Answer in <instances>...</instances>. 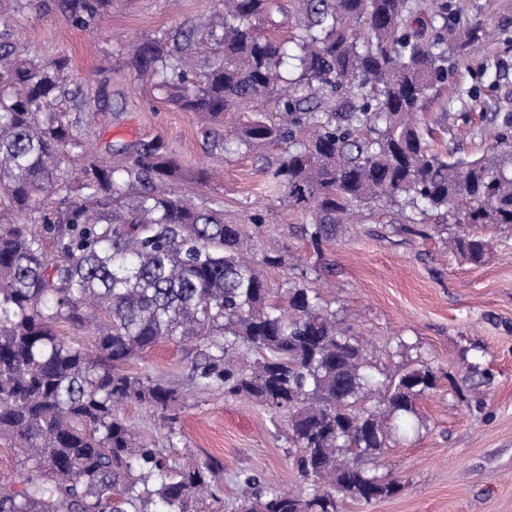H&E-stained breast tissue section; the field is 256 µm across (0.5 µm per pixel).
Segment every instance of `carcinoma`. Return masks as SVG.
I'll return each instance as SVG.
<instances>
[{"instance_id": "carcinoma-1", "label": "carcinoma", "mask_w": 512, "mask_h": 512, "mask_svg": "<svg viewBox=\"0 0 512 512\" xmlns=\"http://www.w3.org/2000/svg\"><path fill=\"white\" fill-rule=\"evenodd\" d=\"M222 4L208 56L143 38L126 57L134 78L199 113L216 148L294 145L270 180L310 217L300 234L314 247L360 207L387 201L401 232L427 238L426 220L451 221L462 227L460 256L486 260L488 241L467 227L512 224V113L490 119L489 148L472 159L433 148L418 121L448 79V52L479 42L483 25L448 43V0ZM57 6L86 28L112 0ZM429 8L441 20L430 31ZM68 66L65 55H20L0 32V197L9 203L0 211V436L23 456L18 487L0 486V512H194L214 465L176 464L139 444L121 416L129 401L161 412L177 404V389L119 369L174 338L206 344L197 384L288 415L307 492L247 474L241 512H337L339 496L398 493L369 461L387 447L390 419L414 414L436 375L386 373L375 387L365 350L315 288L294 283L273 301L264 267L283 255L249 260L219 203L166 191L181 167L162 141L117 165L86 156L79 121L53 109L77 98ZM259 100L267 111L252 110ZM61 322L90 330L93 349L57 336ZM242 347L256 358L234 368Z\"/></svg>"}]
</instances>
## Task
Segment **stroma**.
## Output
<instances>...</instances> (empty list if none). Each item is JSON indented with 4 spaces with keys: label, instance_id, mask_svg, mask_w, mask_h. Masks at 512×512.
<instances>
[{
    "label": "stroma",
    "instance_id": "1",
    "mask_svg": "<svg viewBox=\"0 0 512 512\" xmlns=\"http://www.w3.org/2000/svg\"><path fill=\"white\" fill-rule=\"evenodd\" d=\"M452 24L483 23L490 36L448 58V80L424 115L438 126L442 151L482 154L479 128L492 113L512 112V0H450ZM219 0H114L86 29L71 26L49 0H29L10 23L14 41L42 61L71 59L69 81L98 109L82 113L90 155L118 163L140 144L159 139L184 172L206 169L189 191L221 203L240 224L252 257L282 251L270 269L271 288L304 281L317 287L341 326L362 341L373 375L399 367L428 369L437 387L416 402L384 449L379 473L397 481V495L365 503L343 499L338 512H512V227H474L491 245L488 261L471 265L451 249L456 225L429 238L394 233L380 209L362 210L335 241L314 249L298 228L305 215L272 192L269 177L279 147L246 154L212 149L197 113L159 103L138 84L124 60L129 44L169 34L183 47L206 42L205 23ZM271 223L255 224L258 209ZM197 343L163 341L123 364L133 377L177 385L175 420L138 403L126 419L144 443L163 453L212 461L218 468L202 512H237L240 476L254 473L282 491L302 489L289 439L288 417L261 405L199 387L193 377ZM477 373H470V366Z\"/></svg>",
    "mask_w": 512,
    "mask_h": 512
}]
</instances>
